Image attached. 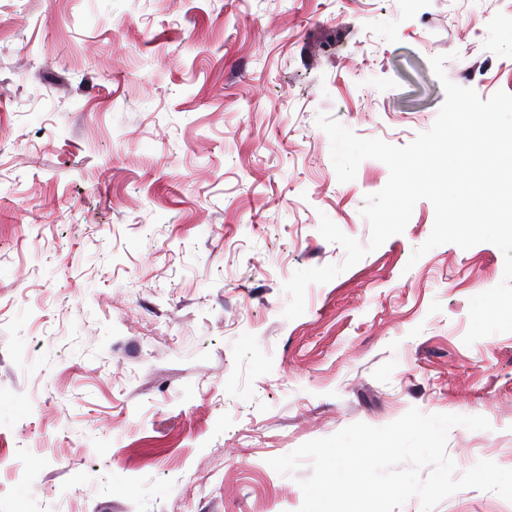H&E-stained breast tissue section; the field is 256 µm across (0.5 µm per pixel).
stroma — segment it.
Listing matches in <instances>:
<instances>
[{"label":"stroma","instance_id":"obj_1","mask_svg":"<svg viewBox=\"0 0 512 512\" xmlns=\"http://www.w3.org/2000/svg\"><path fill=\"white\" fill-rule=\"evenodd\" d=\"M0 452L27 512H298L302 464L270 458L348 425L422 413L453 427L458 471L512 468V332L463 337L504 254L403 233L341 263L327 215L389 169L339 182L324 113L404 146L445 92L512 94V0H0ZM434 512H512L460 490Z\"/></svg>","mask_w":512,"mask_h":512}]
</instances>
